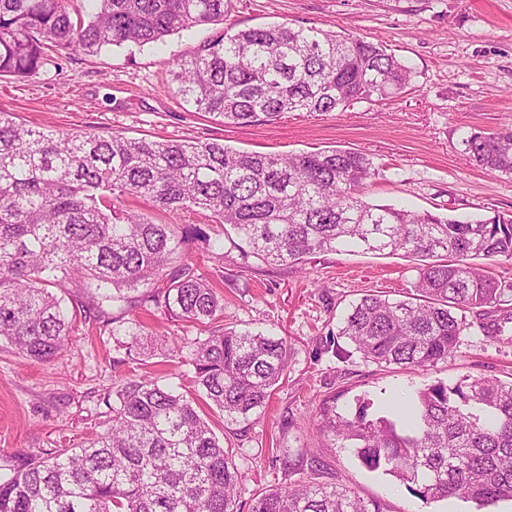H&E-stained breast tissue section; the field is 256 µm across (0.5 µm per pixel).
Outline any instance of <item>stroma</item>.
Here are the masks:
<instances>
[{"label": "stroma", "mask_w": 512, "mask_h": 512, "mask_svg": "<svg viewBox=\"0 0 512 512\" xmlns=\"http://www.w3.org/2000/svg\"><path fill=\"white\" fill-rule=\"evenodd\" d=\"M289 22L344 32L384 46L414 72L404 93L337 112H291L278 122L227 125L196 111L170 89L174 57L224 32ZM0 111L46 131H93L163 140H223L237 150L302 153L329 147L371 154L383 177L368 197L462 219L512 212V177L476 166L461 141L471 131L512 124V0H231L223 23L184 30L158 44H125L95 56L72 52L37 77L0 79ZM224 322L239 330L285 338L288 379L242 437L230 436L219 411L212 426L248 480L238 500L285 482L286 466L309 449L327 481L348 487L388 512H479L457 498L425 502L382 471L362 465L353 449L330 447L320 435V408L354 414L389 397L466 376L512 380V345L487 341L478 325L464 331L448 362L429 370L380 367L355 356L347 339L324 350L350 304L367 291L401 297L417 270L399 256L324 253L306 271L242 257L225 244ZM124 334L80 325L73 345L47 363L0 342V475L15 457L77 448L102 432L103 400L115 382L148 372L160 385L191 393L188 366L127 355Z\"/></svg>", "instance_id": "obj_1"}]
</instances>
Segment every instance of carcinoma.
Masks as SVG:
<instances>
[{
	"mask_svg": "<svg viewBox=\"0 0 512 512\" xmlns=\"http://www.w3.org/2000/svg\"><path fill=\"white\" fill-rule=\"evenodd\" d=\"M229 0H0V77L27 80L52 53L96 55L152 44L224 21ZM412 70L359 37L288 22L225 33L175 58L181 101L229 125L289 112H335L401 94ZM479 167L512 177V126L463 138ZM381 176L369 154L325 148L300 154L233 150L218 140L154 141L121 134L36 130L0 112V338L47 362L80 322L106 328L102 309L153 306L208 335L170 348L193 368L198 398L240 425L287 378L284 338L222 325L224 253L200 224H156L133 205L203 211L230 227L234 247L272 265L305 266L321 253L359 249L417 264L410 296L374 291L351 304L338 336L363 361L428 370L448 361L467 314L492 308L488 341L511 344L512 281L473 259L512 260V214L461 220L372 204ZM217 265L211 276L182 254L190 243ZM95 288L67 308L48 290ZM106 429L80 448L19 457L0 478V512H237L248 474L233 461L195 399L142 374L112 389ZM352 415L324 409L320 430L354 449L418 498L490 506L512 500V381L466 376L419 389L398 409ZM254 499L250 512H387L314 465Z\"/></svg>",
	"mask_w": 512,
	"mask_h": 512,
	"instance_id": "cac0c4a2",
	"label": "carcinoma"
}]
</instances>
